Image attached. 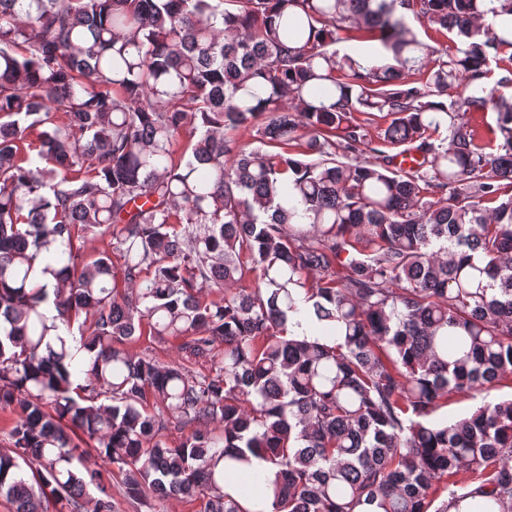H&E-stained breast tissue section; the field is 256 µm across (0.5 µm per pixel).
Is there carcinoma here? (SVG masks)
Returning a JSON list of instances; mask_svg holds the SVG:
<instances>
[{"label":"carcinoma","mask_w":512,"mask_h":512,"mask_svg":"<svg viewBox=\"0 0 512 512\" xmlns=\"http://www.w3.org/2000/svg\"><path fill=\"white\" fill-rule=\"evenodd\" d=\"M504 88L512 0H0V498L512 512V398L429 421L512 376ZM481 401V396L475 392L455 394L448 399L447 403L441 404L430 419L437 423H451L471 412L480 405ZM454 479L457 481V488L461 492L474 487L469 490L471 492L469 496L456 505H449L448 512H483V509L488 506L489 499L486 494L477 488L476 485L479 484V480L469 472H461Z\"/></svg>","instance_id":"carcinoma-1"}]
</instances>
